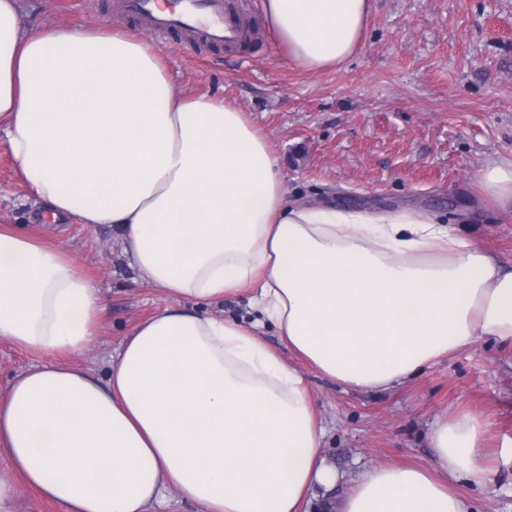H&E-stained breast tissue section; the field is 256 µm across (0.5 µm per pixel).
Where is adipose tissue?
Returning a JSON list of instances; mask_svg holds the SVG:
<instances>
[{
	"label": "adipose tissue",
	"mask_w": 512,
	"mask_h": 512,
	"mask_svg": "<svg viewBox=\"0 0 512 512\" xmlns=\"http://www.w3.org/2000/svg\"><path fill=\"white\" fill-rule=\"evenodd\" d=\"M370 0H263L297 67L357 51ZM0 135L53 219L108 224L168 303L119 344L104 380L69 364L106 299L73 260L0 229V338L50 362L0 390V512L25 484L62 512H159L175 489L203 512H300L337 476L321 455L303 368L388 388L491 338L512 346V269L443 221L288 200L246 112L176 92L153 43L120 26L23 32L0 0ZM251 296L250 317L209 305ZM485 421L435 423L429 466L358 476L339 512H471Z\"/></svg>",
	"instance_id": "adipose-tissue-1"
}]
</instances>
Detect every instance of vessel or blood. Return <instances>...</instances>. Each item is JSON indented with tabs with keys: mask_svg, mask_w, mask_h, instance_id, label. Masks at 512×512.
I'll return each mask as SVG.
<instances>
[{
	"mask_svg": "<svg viewBox=\"0 0 512 512\" xmlns=\"http://www.w3.org/2000/svg\"><path fill=\"white\" fill-rule=\"evenodd\" d=\"M158 0H122L124 11L156 33L177 32L189 45L239 47L250 42L242 0H171L157 11Z\"/></svg>",
	"mask_w": 512,
	"mask_h": 512,
	"instance_id": "b4317fda",
	"label": "vessel or blood"
}]
</instances>
